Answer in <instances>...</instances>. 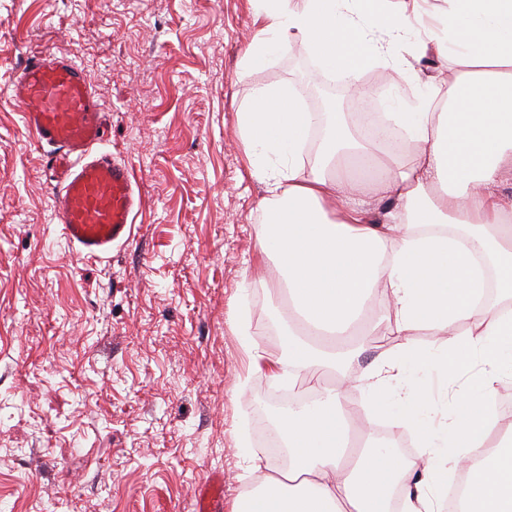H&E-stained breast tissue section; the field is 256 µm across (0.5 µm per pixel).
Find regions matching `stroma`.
Segmentation results:
<instances>
[{"label":"stroma","mask_w":512,"mask_h":512,"mask_svg":"<svg viewBox=\"0 0 512 512\" xmlns=\"http://www.w3.org/2000/svg\"><path fill=\"white\" fill-rule=\"evenodd\" d=\"M256 0H0V512H196L246 475L256 404L287 383L252 369L228 324L287 360L275 259H259L262 183L235 113L263 86L317 80L298 43L246 70ZM51 50L91 76L108 150L141 178L131 238L103 261L59 238L42 152L9 90ZM197 512L224 511V482L212 480L198 492Z\"/></svg>","instance_id":"35a3bbf8"}]
</instances>
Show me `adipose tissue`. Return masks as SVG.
<instances>
[{
	"label": "adipose tissue",
	"instance_id": "adipose-tissue-1",
	"mask_svg": "<svg viewBox=\"0 0 512 512\" xmlns=\"http://www.w3.org/2000/svg\"><path fill=\"white\" fill-rule=\"evenodd\" d=\"M265 2V25L244 66L263 65L290 39L358 95L369 64L420 80L415 63L431 51L452 77L420 81L417 102L388 99V126L405 128L415 149L383 159L376 141L334 121L319 165L305 167L302 153L319 115L304 109L303 86L261 88L238 109L250 171L268 192L259 245L278 262L279 287L314 336L350 335L368 295H382L379 324L401 342L350 386L367 393L377 415L414 433L420 451L408 460L367 439L349 452L350 415L322 383L347 355L314 348L288 325L287 365L320 398L282 414L277 431L287 469L236 500L232 512H438L449 475L460 472L467 483L459 512H512V425L487 450L465 417L480 409L488 431L504 421L496 385L512 379V290L507 304L477 303L486 271L512 270V196L497 190L500 173L512 170V0H443L433 12L421 0ZM402 44L404 57L396 53ZM364 164L392 202L377 223L359 204L365 189L350 174ZM418 224L430 232L416 233ZM420 329L456 338L479 368L440 431L418 377L443 371L448 347L413 349L406 338Z\"/></svg>",
	"mask_w": 512,
	"mask_h": 512
}]
</instances>
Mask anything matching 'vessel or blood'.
<instances>
[{"label":"vessel or blood","instance_id":"b4317fda","mask_svg":"<svg viewBox=\"0 0 512 512\" xmlns=\"http://www.w3.org/2000/svg\"><path fill=\"white\" fill-rule=\"evenodd\" d=\"M12 91L43 150L61 238L80 254L106 258L114 242L129 238L141 198L131 165L103 148L107 129L89 74L68 56L44 52L26 59ZM223 509L224 484L209 481L196 512Z\"/></svg>","mask_w":512,"mask_h":512}]
</instances>
